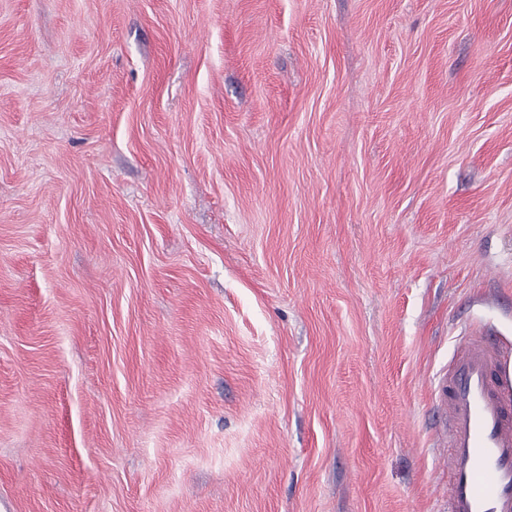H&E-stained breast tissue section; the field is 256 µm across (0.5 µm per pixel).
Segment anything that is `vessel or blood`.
<instances>
[{"label": "vessel or blood", "mask_w": 512, "mask_h": 512, "mask_svg": "<svg viewBox=\"0 0 512 512\" xmlns=\"http://www.w3.org/2000/svg\"><path fill=\"white\" fill-rule=\"evenodd\" d=\"M489 332L468 337L433 384L448 443V512H512V379Z\"/></svg>", "instance_id": "b4317fda"}]
</instances>
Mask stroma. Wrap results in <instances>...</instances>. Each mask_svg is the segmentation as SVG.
Masks as SVG:
<instances>
[{
	"instance_id": "35a3bbf8",
	"label": "stroma",
	"mask_w": 512,
	"mask_h": 512,
	"mask_svg": "<svg viewBox=\"0 0 512 512\" xmlns=\"http://www.w3.org/2000/svg\"><path fill=\"white\" fill-rule=\"evenodd\" d=\"M481 328L512 0H0V512H446Z\"/></svg>"
}]
</instances>
